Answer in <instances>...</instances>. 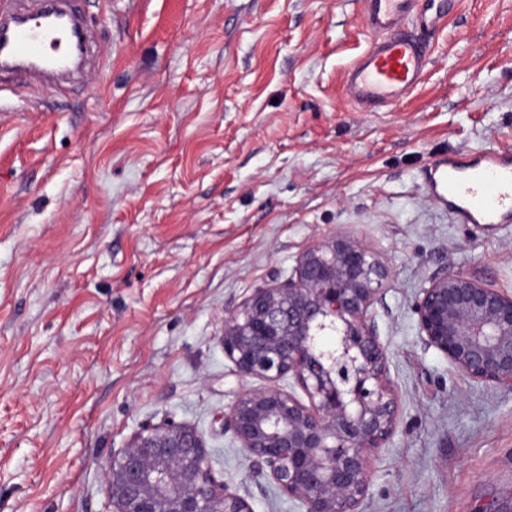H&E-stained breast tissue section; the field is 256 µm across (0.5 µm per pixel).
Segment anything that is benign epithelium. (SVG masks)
I'll use <instances>...</instances> for the list:
<instances>
[{"label":"benign epithelium","instance_id":"benign-epithelium-1","mask_svg":"<svg viewBox=\"0 0 512 512\" xmlns=\"http://www.w3.org/2000/svg\"><path fill=\"white\" fill-rule=\"evenodd\" d=\"M389 276L364 240L337 234L302 252L288 280L225 314V357L271 385L240 392L224 429L303 512H361L369 457L397 429L398 393L372 316ZM413 310L425 347L470 382L512 391V292L446 270L428 278ZM285 377L308 402L276 385ZM103 471L112 512H252L216 479L189 423L139 429Z\"/></svg>","mask_w":512,"mask_h":512}]
</instances>
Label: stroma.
I'll use <instances>...</instances> for the list:
<instances>
[{"label":"stroma","instance_id":"stroma-1","mask_svg":"<svg viewBox=\"0 0 512 512\" xmlns=\"http://www.w3.org/2000/svg\"><path fill=\"white\" fill-rule=\"evenodd\" d=\"M79 86L0 94V512H111L102 467L142 426L188 422L253 512H302L224 412L245 389L224 313L336 233L390 271L375 321L401 415L362 512H512V392L419 339L448 268L512 291V224L454 219L425 185L512 150V0H462L426 77L364 112L345 73L363 0H75Z\"/></svg>","mask_w":512,"mask_h":512}]
</instances>
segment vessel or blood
I'll return each instance as SVG.
<instances>
[{"label": "vessel or blood", "mask_w": 512, "mask_h": 512, "mask_svg": "<svg viewBox=\"0 0 512 512\" xmlns=\"http://www.w3.org/2000/svg\"><path fill=\"white\" fill-rule=\"evenodd\" d=\"M460 0H364L365 20L373 38L346 72L349 98L362 109L387 107L405 99L426 75L428 46L417 28H436ZM42 25L20 26L29 16L22 0H0V92L63 91L71 79L60 50L67 37L79 34V16L59 0H40ZM426 185L467 224L512 223V154L487 150L477 156L451 157L431 166Z\"/></svg>", "instance_id": "1"}]
</instances>
